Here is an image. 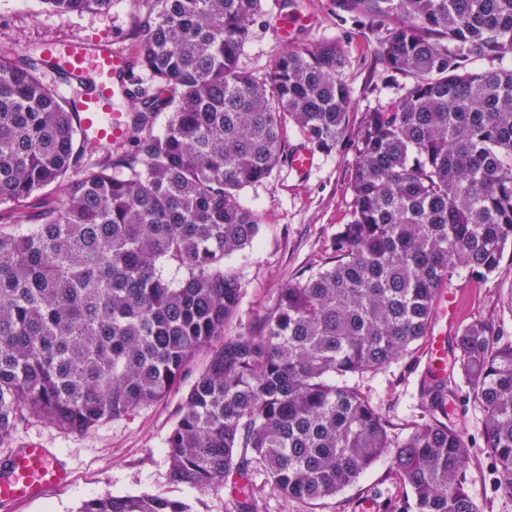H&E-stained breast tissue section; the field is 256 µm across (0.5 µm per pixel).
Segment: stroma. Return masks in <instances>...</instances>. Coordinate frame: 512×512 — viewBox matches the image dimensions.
I'll return each instance as SVG.
<instances>
[{
    "label": "stroma",
    "instance_id": "stroma-1",
    "mask_svg": "<svg viewBox=\"0 0 512 512\" xmlns=\"http://www.w3.org/2000/svg\"><path fill=\"white\" fill-rule=\"evenodd\" d=\"M279 11L278 0H261L240 59L242 66L261 79L279 53L302 44L334 41L345 57L339 77L350 90L351 109L346 137L332 152L318 154L317 167L308 176H296L283 163L268 180L241 193L242 203L259 215L260 231L252 246L227 260L237 269L242 286L234 320L240 332L259 331L280 288L305 280L327 263L331 242L350 215L347 184L355 134L369 110L399 99L411 84L410 77L389 72L380 59L378 44L384 30L342 18L336 0H295L296 13L306 17L307 23L296 28L287 41L279 39L274 30ZM134 13L131 0H112L104 14L56 13L44 10L39 0H0V44L21 55L74 35L101 36L132 55L137 51L132 35ZM501 266L502 274L481 286L468 283L461 275L453 277L445 290L462 299L460 321L489 317L512 338V249L505 251ZM429 371L427 352L420 349L379 371L349 375L346 383L388 421L392 439L399 441L412 424L422 420L420 394ZM188 389V384H181L159 402L82 433H69L48 421L24 416L11 439L0 445V462L30 444L52 448L71 469L73 481L61 492L0 507V512H77L83 501L94 497L156 493L186 502L192 512H234L231 490L202 492L169 480L165 443ZM460 408L473 444L467 470L469 494L479 512H512V496L498 489L484 446L482 412L470 398ZM249 480L257 512H361L366 501L372 503V512H386L387 506L401 505L406 498L388 453L356 482L314 504L277 491L260 464H252Z\"/></svg>",
    "mask_w": 512,
    "mask_h": 512
}]
</instances>
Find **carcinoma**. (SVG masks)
I'll return each mask as SVG.
<instances>
[{"label":"carcinoma","mask_w":512,"mask_h":512,"mask_svg":"<svg viewBox=\"0 0 512 512\" xmlns=\"http://www.w3.org/2000/svg\"><path fill=\"white\" fill-rule=\"evenodd\" d=\"M133 2L135 65L151 85L128 96L125 137L97 159L41 80V57L0 51V205L11 212L0 224V445L24 413L85 432L189 377L166 440L169 480L208 492L238 479L236 512H257L254 462L312 503L390 448L413 501L398 512H478L467 424L448 411L459 376L512 495V339L493 319L458 328L447 375L421 391L428 419L400 442L336 382L427 343L442 288L460 271L500 273L512 247V68L472 67L512 48V0H336L386 28L379 54L412 84L355 135L352 210L331 265L280 289L259 333L234 335L241 282L225 259L259 233L240 192L272 175L289 126L313 151L343 141L345 59L333 41L301 45L259 82L240 56L260 0ZM41 3L83 13L112 0ZM79 512L191 510L158 493L96 497Z\"/></svg>","instance_id":"cac0c4a2"}]
</instances>
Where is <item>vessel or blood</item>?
Here are the masks:
<instances>
[{"label":"vessel or blood","instance_id":"vessel-or-blood-1","mask_svg":"<svg viewBox=\"0 0 512 512\" xmlns=\"http://www.w3.org/2000/svg\"><path fill=\"white\" fill-rule=\"evenodd\" d=\"M43 59L61 83L74 89L70 102L85 137L94 144L121 138L124 120L113 111L112 100L122 91L130 56L110 43L78 37L49 45ZM316 164L315 153L304 147L294 149L287 158L289 170L301 177L309 175ZM71 480L70 470L50 449L27 446L0 471V504L9 506L66 489Z\"/></svg>","mask_w":512,"mask_h":512}]
</instances>
